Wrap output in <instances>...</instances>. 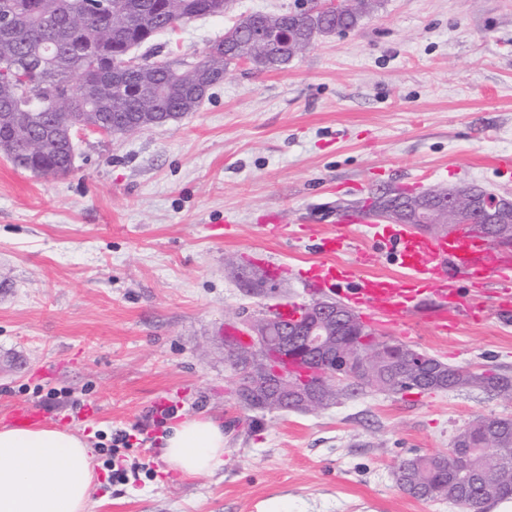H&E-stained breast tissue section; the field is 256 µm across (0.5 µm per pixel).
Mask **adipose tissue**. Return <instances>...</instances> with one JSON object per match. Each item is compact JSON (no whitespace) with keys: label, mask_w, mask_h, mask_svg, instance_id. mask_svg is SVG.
Wrapping results in <instances>:
<instances>
[{"label":"adipose tissue","mask_w":512,"mask_h":512,"mask_svg":"<svg viewBox=\"0 0 512 512\" xmlns=\"http://www.w3.org/2000/svg\"><path fill=\"white\" fill-rule=\"evenodd\" d=\"M160 459L184 475L224 465V429L207 416L169 425ZM88 441L60 427L0 429V512H88L97 487Z\"/></svg>","instance_id":"obj_1"}]
</instances>
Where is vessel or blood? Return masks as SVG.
I'll return each mask as SVG.
<instances>
[{
  "instance_id": "obj_1",
  "label": "vessel or blood",
  "mask_w": 512,
  "mask_h": 512,
  "mask_svg": "<svg viewBox=\"0 0 512 512\" xmlns=\"http://www.w3.org/2000/svg\"><path fill=\"white\" fill-rule=\"evenodd\" d=\"M343 231L325 232L307 224L304 235L317 240L322 254L307 276L319 289H339L354 309L382 316L400 336L413 329L412 314L433 302L427 322L432 334L445 336L465 321L488 317L482 295L495 278L501 312L512 311V251L463 230L424 235L408 226H378L364 208L340 214ZM350 224L367 225L365 237L347 232ZM391 254L396 273H364L379 251Z\"/></svg>"
}]
</instances>
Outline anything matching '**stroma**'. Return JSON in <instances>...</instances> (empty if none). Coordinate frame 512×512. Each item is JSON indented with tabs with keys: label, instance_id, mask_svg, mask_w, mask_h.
Masks as SVG:
<instances>
[{
	"label": "stroma",
	"instance_id": "1",
	"mask_svg": "<svg viewBox=\"0 0 512 512\" xmlns=\"http://www.w3.org/2000/svg\"><path fill=\"white\" fill-rule=\"evenodd\" d=\"M304 0H231L224 16L157 35L151 52L193 65L240 15ZM512 153V0H381L355 29L321 37L278 69L229 65L182 119L119 138L75 135L51 178L0 155V427L15 404L87 436L100 484L90 512H458L403 493L404 459L447 453L476 418L512 417L478 390L369 391L312 412L237 403L232 323L319 298L305 238L261 216L338 230L337 205L377 185L475 184L512 199L479 165ZM234 266H227L226 257ZM285 266L265 287L243 271ZM406 345L459 368L512 376V322L451 335L416 325ZM226 432L213 474L162 472L160 399ZM123 430L124 479L103 455Z\"/></svg>",
	"mask_w": 512,
	"mask_h": 512
}]
</instances>
